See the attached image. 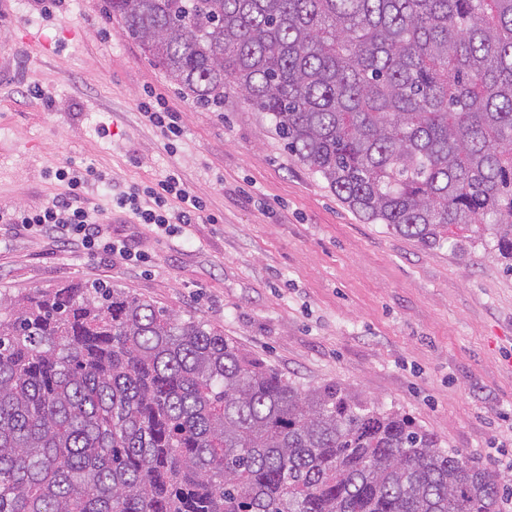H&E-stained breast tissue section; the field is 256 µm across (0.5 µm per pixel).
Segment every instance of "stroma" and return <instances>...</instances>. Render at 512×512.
I'll return each instance as SVG.
<instances>
[{"instance_id": "35a3bbf8", "label": "stroma", "mask_w": 512, "mask_h": 512, "mask_svg": "<svg viewBox=\"0 0 512 512\" xmlns=\"http://www.w3.org/2000/svg\"><path fill=\"white\" fill-rule=\"evenodd\" d=\"M42 88L53 107L30 95ZM180 113L168 145L141 115ZM112 177L87 201L135 259L0 224V293L104 282L225 336L300 388L347 387L414 418L473 465L512 457V270L428 249L353 213L233 93L203 109L129 38L108 0H0V205L37 209L66 160ZM178 170L213 222L158 235L111 191Z\"/></svg>"}]
</instances>
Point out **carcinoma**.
<instances>
[{
    "mask_svg": "<svg viewBox=\"0 0 512 512\" xmlns=\"http://www.w3.org/2000/svg\"><path fill=\"white\" fill-rule=\"evenodd\" d=\"M193 101L231 91L339 199L512 269V0H109ZM398 411L301 389L110 284L0 295V512H502Z\"/></svg>",
    "mask_w": 512,
    "mask_h": 512,
    "instance_id": "1",
    "label": "carcinoma"
}]
</instances>
